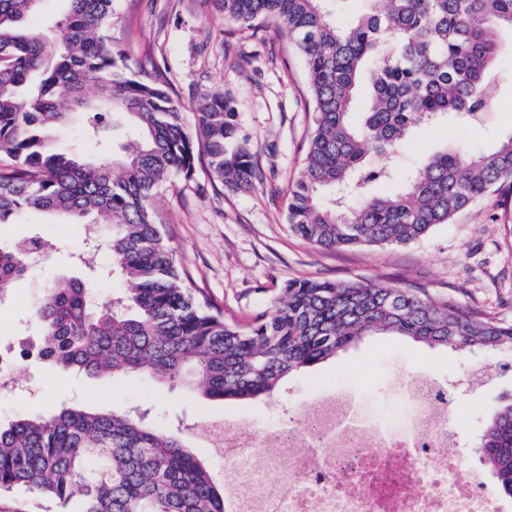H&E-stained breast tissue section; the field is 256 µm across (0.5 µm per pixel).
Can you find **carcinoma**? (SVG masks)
<instances>
[{"mask_svg": "<svg viewBox=\"0 0 512 512\" xmlns=\"http://www.w3.org/2000/svg\"><path fill=\"white\" fill-rule=\"evenodd\" d=\"M41 0H0V224L28 210L71 224L101 221L121 295L100 303L85 280L57 281L34 307L38 356L92 377L146 373L205 400L271 397L292 374L327 362L365 336H402L429 348L512 353V321L466 311L450 299L363 281L291 280L268 311L240 326L179 267L151 208L155 190L190 179L206 160L214 185L261 182L238 112L214 92L186 115L156 79H136L107 33L114 0H69L52 33L28 24ZM330 0H215L242 27L273 22L303 57L313 127L289 186L288 224L326 249L399 246L447 224L488 192L512 183V135L474 151L435 152L400 189L392 157L422 121L452 115L467 126L496 110L488 88L503 78L500 35L512 0H362L339 22ZM96 87L95 99L85 87ZM366 102L361 122L351 111ZM139 141L119 159L82 162L55 148L70 119L106 141L116 118ZM31 237L0 245V297L32 268ZM499 494L512 498V395L501 399L479 444ZM23 491L53 512H225L224 487L181 436L137 409L62 404L48 416L0 423V494Z\"/></svg>", "mask_w": 512, "mask_h": 512, "instance_id": "carcinoma-1", "label": "carcinoma"}]
</instances>
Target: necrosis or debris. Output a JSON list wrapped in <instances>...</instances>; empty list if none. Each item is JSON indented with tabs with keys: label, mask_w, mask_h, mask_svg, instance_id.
I'll list each match as a JSON object with an SVG mask.
<instances>
[{
	"label": "necrosis or debris",
	"mask_w": 512,
	"mask_h": 512,
	"mask_svg": "<svg viewBox=\"0 0 512 512\" xmlns=\"http://www.w3.org/2000/svg\"><path fill=\"white\" fill-rule=\"evenodd\" d=\"M396 387L414 403L397 429L380 428L354 387L327 390L292 427L214 424L226 512H512L454 449L459 398L423 372Z\"/></svg>",
	"instance_id": "obj_1"
}]
</instances>
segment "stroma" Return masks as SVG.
Here are the masks:
<instances>
[{"label":"stroma","instance_id":"stroma-1","mask_svg":"<svg viewBox=\"0 0 512 512\" xmlns=\"http://www.w3.org/2000/svg\"><path fill=\"white\" fill-rule=\"evenodd\" d=\"M112 46L142 66L161 72L185 111L212 92L229 97L241 132L253 145L263 182L242 190L210 183L204 171L163 185L153 196L163 233L184 269L224 310L246 324L268 309L286 282L299 279L371 281L420 288L434 298L512 320V188L502 187L458 213L426 237L402 246H357L325 250L296 235L287 220L288 188L295 179L312 128L305 69L286 35L275 28L246 29L225 20L213 0H115L108 26ZM497 109L480 124L457 132L447 117L417 130L399 150L398 175L426 155L464 140L474 150L512 135V85L494 87ZM28 236L52 241L48 258L0 299V353L15 357L13 391L0 393V421L46 415L71 403L94 410L137 408L152 424L181 428L189 445L216 477L222 465L209 451L207 421L250 420L258 426L289 425L322 392L349 382L351 368H363L367 397L383 409V420L398 424L406 412L391 390L395 377L426 372L452 383L483 370L486 383L463 392L468 407L459 427L460 447H473L500 396L512 394L507 353L469 355L431 349L401 336H371L351 345L336 360L293 374L273 398L250 402L204 401L181 388L169 389L145 374L89 377L60 371L37 358L19 359L31 342L35 300L60 277L88 278L73 264L83 245V225L31 212L0 224V243Z\"/></svg>","mask_w":512,"mask_h":512}]
</instances>
